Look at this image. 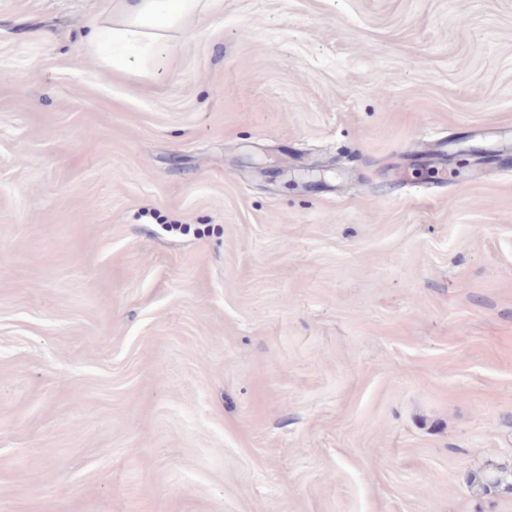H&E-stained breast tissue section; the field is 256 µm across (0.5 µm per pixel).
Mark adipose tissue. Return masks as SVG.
I'll return each instance as SVG.
<instances>
[{
    "label": "adipose tissue",
    "instance_id": "obj_1",
    "mask_svg": "<svg viewBox=\"0 0 512 512\" xmlns=\"http://www.w3.org/2000/svg\"><path fill=\"white\" fill-rule=\"evenodd\" d=\"M200 0H119L123 17L120 26L107 30L95 27L91 30L98 47L115 43L136 42L144 29H162L172 26L194 13Z\"/></svg>",
    "mask_w": 512,
    "mask_h": 512
}]
</instances>
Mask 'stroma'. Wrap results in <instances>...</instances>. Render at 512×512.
Listing matches in <instances>:
<instances>
[{"label": "stroma", "mask_w": 512, "mask_h": 512, "mask_svg": "<svg viewBox=\"0 0 512 512\" xmlns=\"http://www.w3.org/2000/svg\"><path fill=\"white\" fill-rule=\"evenodd\" d=\"M120 21L0 0V512H512V0Z\"/></svg>", "instance_id": "1"}]
</instances>
